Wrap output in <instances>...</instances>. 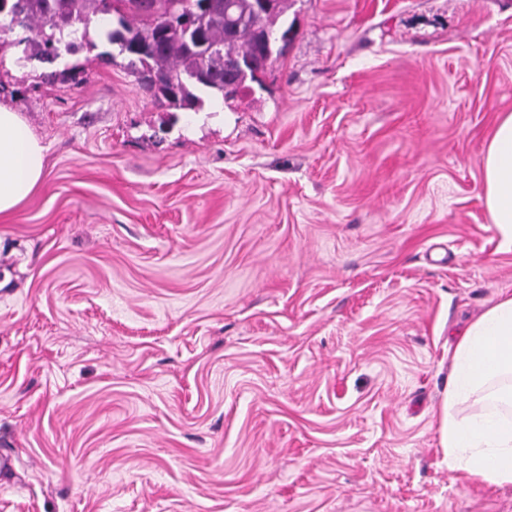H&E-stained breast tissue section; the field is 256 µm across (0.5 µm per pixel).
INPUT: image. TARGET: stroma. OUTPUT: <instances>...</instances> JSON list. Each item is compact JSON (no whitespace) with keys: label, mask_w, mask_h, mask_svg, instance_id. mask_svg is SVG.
Listing matches in <instances>:
<instances>
[{"label":"stroma","mask_w":512,"mask_h":512,"mask_svg":"<svg viewBox=\"0 0 512 512\" xmlns=\"http://www.w3.org/2000/svg\"><path fill=\"white\" fill-rule=\"evenodd\" d=\"M237 99L15 65L46 148L0 219V512H512L450 471L457 332L512 294L482 157L512 0H288Z\"/></svg>","instance_id":"stroma-1"}]
</instances>
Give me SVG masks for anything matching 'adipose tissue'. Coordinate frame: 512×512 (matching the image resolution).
Instances as JSON below:
<instances>
[{
	"label": "adipose tissue",
	"mask_w": 512,
	"mask_h": 512,
	"mask_svg": "<svg viewBox=\"0 0 512 512\" xmlns=\"http://www.w3.org/2000/svg\"><path fill=\"white\" fill-rule=\"evenodd\" d=\"M485 205L512 244V113L498 118L482 158ZM45 178V148L12 107L0 104V219L11 217ZM489 402L460 417L456 407L484 388ZM450 470L493 485L512 484V295H503L460 334L439 415Z\"/></svg>",
	"instance_id": "obj_1"
}]
</instances>
